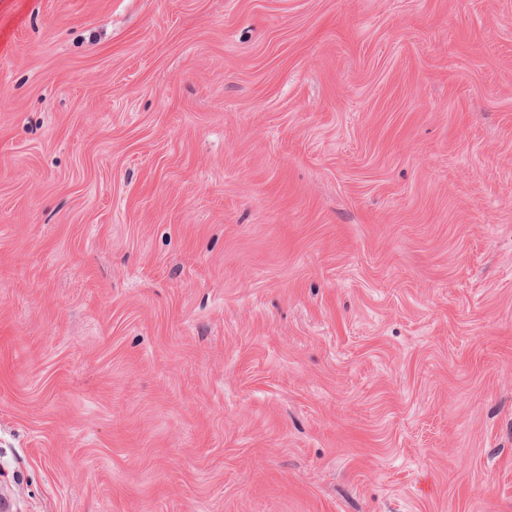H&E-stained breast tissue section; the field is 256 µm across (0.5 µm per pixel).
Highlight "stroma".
Instances as JSON below:
<instances>
[{
	"label": "stroma",
	"instance_id": "stroma-1",
	"mask_svg": "<svg viewBox=\"0 0 512 512\" xmlns=\"http://www.w3.org/2000/svg\"><path fill=\"white\" fill-rule=\"evenodd\" d=\"M15 512H512V0H0Z\"/></svg>",
	"mask_w": 512,
	"mask_h": 512
}]
</instances>
